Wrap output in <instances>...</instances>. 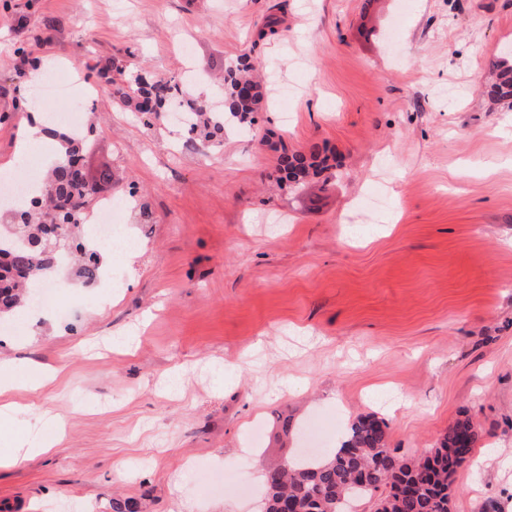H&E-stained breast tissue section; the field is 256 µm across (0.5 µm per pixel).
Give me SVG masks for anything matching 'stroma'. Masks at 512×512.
<instances>
[{"instance_id":"1","label":"stroma","mask_w":512,"mask_h":512,"mask_svg":"<svg viewBox=\"0 0 512 512\" xmlns=\"http://www.w3.org/2000/svg\"><path fill=\"white\" fill-rule=\"evenodd\" d=\"M269 15L282 32L260 36ZM508 48L512 0H0V175L13 99L58 75L71 94L42 111L74 112L84 171L116 177L87 209L111 197L138 240L114 242L108 283L57 275L67 320L29 308L0 332V361L56 372L0 395V457L54 441L0 469V507L259 512L261 472L334 451L358 416L415 458L467 414L493 454L451 512H512V104L482 91ZM244 57L262 100L216 149L88 75L190 69L182 98L217 102ZM314 144L329 180L277 183L279 147ZM50 448V444L46 441H29L27 438H20L18 440V446L15 448L13 453V458L10 461L5 462L2 466L5 465H13L19 459H26L28 457L37 456L41 454H45L48 452Z\"/></svg>"}]
</instances>
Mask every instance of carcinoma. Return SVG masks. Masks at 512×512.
<instances>
[{
  "instance_id": "carcinoma-1",
  "label": "carcinoma",
  "mask_w": 512,
  "mask_h": 512,
  "mask_svg": "<svg viewBox=\"0 0 512 512\" xmlns=\"http://www.w3.org/2000/svg\"><path fill=\"white\" fill-rule=\"evenodd\" d=\"M256 64L248 58L225 69L224 103L226 112H208L202 105L190 104L187 113L191 133L203 132L208 143L224 139L226 117L239 123L251 121L255 100H243L244 87L259 90L252 72ZM493 79L487 93L498 100L512 98V55L492 63ZM172 79L163 75L131 77L125 89L115 91L123 100H142L137 110L161 112L176 104ZM64 161L54 166L47 187L49 204L58 197H75L80 205L96 193L87 184L85 172L70 168L79 155L71 139L63 138ZM328 156L312 146L308 153H285L277 171L280 178L298 183L310 175L329 169ZM19 222L15 235L37 247L13 252L8 264L0 261V320L33 302L38 280L55 266V259L71 261L75 276L84 284L97 282L103 271V251L88 243L86 225L74 217L60 224H46L49 212L34 218L27 206L16 208ZM388 424L373 415L357 417L339 447L327 455H299L286 469L264 473L265 493L261 512H280L282 504L292 503L298 512H349L351 501L376 498V512H450L454 479L474 453L480 432L472 418L456 420L439 445L417 460H407L389 447Z\"/></svg>"
}]
</instances>
